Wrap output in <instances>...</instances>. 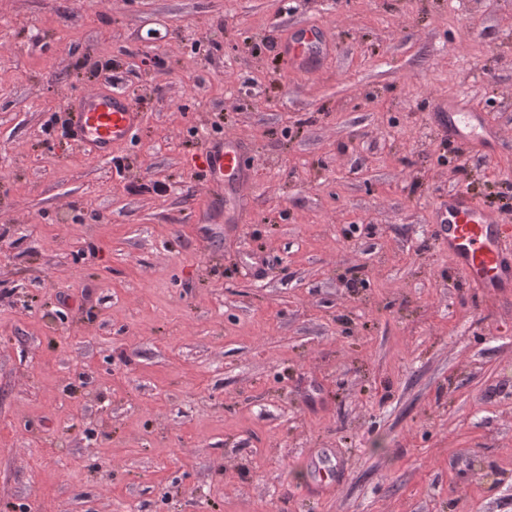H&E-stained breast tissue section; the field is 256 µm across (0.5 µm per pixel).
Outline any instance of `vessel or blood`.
<instances>
[{"label": "vessel or blood", "mask_w": 512, "mask_h": 512, "mask_svg": "<svg viewBox=\"0 0 512 512\" xmlns=\"http://www.w3.org/2000/svg\"><path fill=\"white\" fill-rule=\"evenodd\" d=\"M284 52L299 70L305 61L330 58L332 40L321 29L301 24L290 33ZM65 110L73 139L94 157L110 156L113 146L143 119L135 103L114 90H92L67 103ZM435 110L438 129L450 143L491 140L481 113L461 111L453 100L436 104ZM204 153L210 159L204 179L214 191H239L248 184L249 170L237 139L207 142ZM434 234L484 303L495 305L512 296V230L499 223L492 208L478 203L466 190L449 192L437 210Z\"/></svg>", "instance_id": "vessel-or-blood-1"}]
</instances>
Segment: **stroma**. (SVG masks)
<instances>
[{
    "instance_id": "1",
    "label": "stroma",
    "mask_w": 512,
    "mask_h": 512,
    "mask_svg": "<svg viewBox=\"0 0 512 512\" xmlns=\"http://www.w3.org/2000/svg\"><path fill=\"white\" fill-rule=\"evenodd\" d=\"M104 82L130 141L46 137ZM450 97L492 149L449 157ZM227 136L244 209L200 176ZM459 189L512 226V0H0V512H512V299L433 236ZM284 52L288 61L298 71H310L303 68L306 60L323 61L332 54V40L321 29L300 24L292 31L284 45Z\"/></svg>"
}]
</instances>
